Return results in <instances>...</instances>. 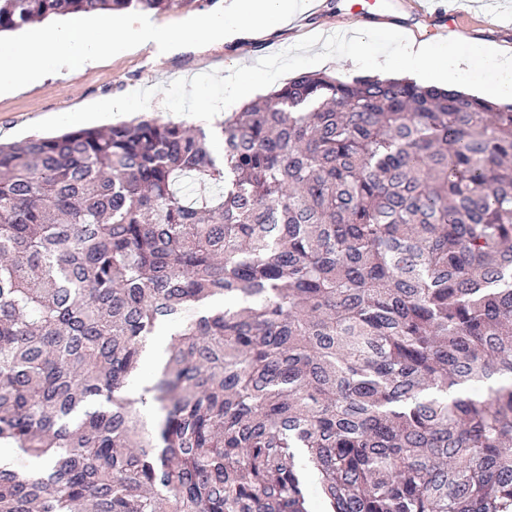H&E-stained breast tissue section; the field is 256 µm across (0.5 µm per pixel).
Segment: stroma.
Listing matches in <instances>:
<instances>
[{
	"instance_id": "1",
	"label": "stroma",
	"mask_w": 512,
	"mask_h": 512,
	"mask_svg": "<svg viewBox=\"0 0 512 512\" xmlns=\"http://www.w3.org/2000/svg\"><path fill=\"white\" fill-rule=\"evenodd\" d=\"M503 2L500 16L495 17L481 9L477 0H469L465 16L456 24L457 31L483 43L512 47V0ZM352 5L353 0H314L312 7L296 13L289 23L273 26L263 34L248 33L236 41L180 48L161 56L149 47L125 51L71 78L49 76L0 96V142H17L32 135L52 136L68 129L102 128L137 117H160L187 127H204L213 135V150L219 152L223 143L216 132L224 112L202 123L196 120L194 107L202 98L223 102L225 85L239 80L240 70L260 62L276 67L274 79L255 88L259 96L305 72L329 70L341 81L356 78V71L336 64L331 50H320L316 61L306 56L307 41L322 32L364 30L370 34L368 46L373 50L383 47L392 27L436 44L446 39L437 27L418 17L419 0H390L389 11L371 20L354 18ZM148 89L166 95V105L144 106L134 113L118 108V101ZM107 100L116 103L109 112L100 108Z\"/></svg>"
}]
</instances>
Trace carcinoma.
<instances>
[{
    "instance_id": "cac0c4a2",
    "label": "carcinoma",
    "mask_w": 512,
    "mask_h": 512,
    "mask_svg": "<svg viewBox=\"0 0 512 512\" xmlns=\"http://www.w3.org/2000/svg\"><path fill=\"white\" fill-rule=\"evenodd\" d=\"M220 134L0 144V512H512V104L303 73Z\"/></svg>"
}]
</instances>
